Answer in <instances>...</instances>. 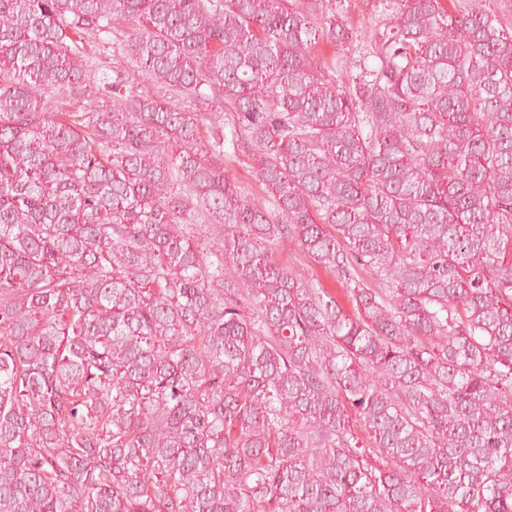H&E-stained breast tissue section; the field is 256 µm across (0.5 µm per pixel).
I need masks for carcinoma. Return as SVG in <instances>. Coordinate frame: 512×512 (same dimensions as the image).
I'll list each match as a JSON object with an SVG mask.
<instances>
[{"label": "carcinoma", "instance_id": "1", "mask_svg": "<svg viewBox=\"0 0 512 512\" xmlns=\"http://www.w3.org/2000/svg\"><path fill=\"white\" fill-rule=\"evenodd\" d=\"M447 1L346 88L323 0H0V512H512V25ZM114 16L224 111L98 108ZM224 151L226 152V155L224 154V169L229 171L255 200L263 203L267 194L256 176L255 165L247 145L238 144L235 153H233L234 149L232 147L226 145ZM276 257H278L282 263H285L286 260H288V262L297 263L298 266L305 264L313 267L320 276L324 287L328 288L330 292L336 295V298L345 306L347 311H351L347 297L344 296L337 281L334 280L333 277L325 274L320 268L316 267L309 258L305 257L304 254L301 253L299 247L295 243L288 242V244H281L278 246L276 249Z\"/></svg>", "mask_w": 512, "mask_h": 512}]
</instances>
